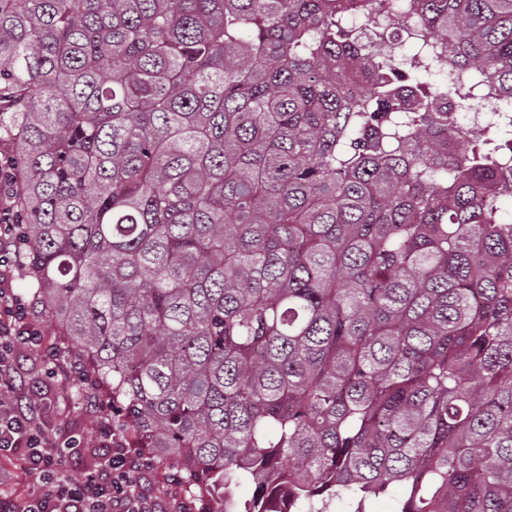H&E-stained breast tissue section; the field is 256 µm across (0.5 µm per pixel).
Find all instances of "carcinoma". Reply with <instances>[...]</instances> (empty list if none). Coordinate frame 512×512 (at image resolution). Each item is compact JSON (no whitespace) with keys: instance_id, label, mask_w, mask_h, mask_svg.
Masks as SVG:
<instances>
[{"instance_id":"1","label":"carcinoma","mask_w":512,"mask_h":512,"mask_svg":"<svg viewBox=\"0 0 512 512\" xmlns=\"http://www.w3.org/2000/svg\"><path fill=\"white\" fill-rule=\"evenodd\" d=\"M361 9L0 0L39 307L209 512H512V0ZM499 102L493 94L483 96L478 109H468L465 112V123L468 128L481 129L491 121L499 118L504 112H495Z\"/></svg>"}]
</instances>
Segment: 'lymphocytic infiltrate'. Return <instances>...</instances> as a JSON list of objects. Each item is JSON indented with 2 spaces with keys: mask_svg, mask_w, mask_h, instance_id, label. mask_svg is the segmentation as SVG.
I'll return each mask as SVG.
<instances>
[{
  "mask_svg": "<svg viewBox=\"0 0 512 512\" xmlns=\"http://www.w3.org/2000/svg\"><path fill=\"white\" fill-rule=\"evenodd\" d=\"M17 161L0 152V451L9 452L37 479L27 502L0 495V512H152L142 491L146 460L129 452L108 424L99 427V460L84 479L64 471L66 452L81 447L79 436L56 438L42 398L18 365L20 353L37 352L46 379L78 376L80 366H62L37 324L34 298L15 292L9 272L23 262L21 219L15 208Z\"/></svg>",
  "mask_w": 512,
  "mask_h": 512,
  "instance_id": "f902f5d3",
  "label": "lymphocytic infiltrate"
}]
</instances>
